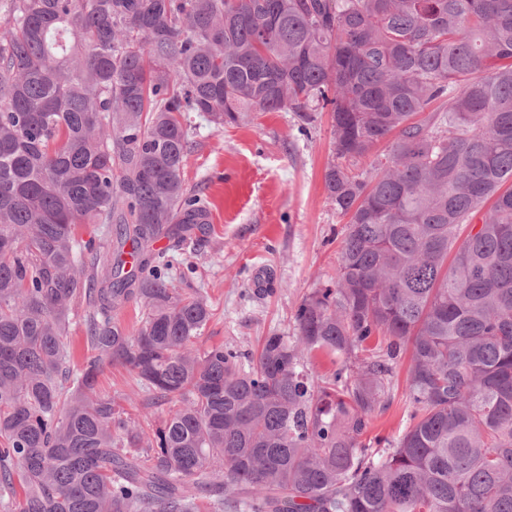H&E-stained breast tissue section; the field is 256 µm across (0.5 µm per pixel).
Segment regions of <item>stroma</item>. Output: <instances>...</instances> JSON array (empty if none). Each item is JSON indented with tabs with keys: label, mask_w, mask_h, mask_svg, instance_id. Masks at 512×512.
Here are the masks:
<instances>
[{
	"label": "stroma",
	"mask_w": 512,
	"mask_h": 512,
	"mask_svg": "<svg viewBox=\"0 0 512 512\" xmlns=\"http://www.w3.org/2000/svg\"><path fill=\"white\" fill-rule=\"evenodd\" d=\"M191 129L184 180L208 203L206 232L180 247L165 238L156 246L192 267V285L213 308L197 348L224 343L252 352L270 333L292 335L302 298L336 275L346 220L324 189L334 157L329 115L316 113L305 124L290 112H246L218 128L195 114ZM259 276L265 289L253 286ZM408 365V352H400L389 400L375 412L367 440L395 442L408 425Z\"/></svg>",
	"instance_id": "stroma-1"
}]
</instances>
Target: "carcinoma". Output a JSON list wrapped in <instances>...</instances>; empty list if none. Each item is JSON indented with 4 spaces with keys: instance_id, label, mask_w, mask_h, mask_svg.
Listing matches in <instances>:
<instances>
[{
    "instance_id": "carcinoma-1",
    "label": "carcinoma",
    "mask_w": 512,
    "mask_h": 512,
    "mask_svg": "<svg viewBox=\"0 0 512 512\" xmlns=\"http://www.w3.org/2000/svg\"><path fill=\"white\" fill-rule=\"evenodd\" d=\"M324 110L336 280L291 337L195 348L211 305L153 249L207 209L186 115ZM403 346L410 423L366 446ZM0 486L15 512H512V0H0ZM84 315L85 308L83 306L76 307L73 312L69 333L66 337L70 354L69 365L73 372L72 378L79 373L84 358L89 353L85 342ZM98 388L105 393L124 392L134 397L138 390L135 375L125 368L106 365L98 376Z\"/></svg>"
}]
</instances>
